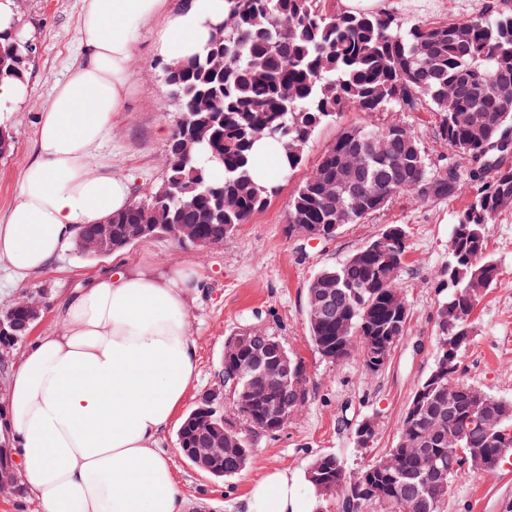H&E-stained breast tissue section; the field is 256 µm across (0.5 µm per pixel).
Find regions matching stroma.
<instances>
[{
  "mask_svg": "<svg viewBox=\"0 0 512 512\" xmlns=\"http://www.w3.org/2000/svg\"><path fill=\"white\" fill-rule=\"evenodd\" d=\"M489 4L512 12V0H379L378 8L408 23H448L479 16ZM82 9L83 0H25L16 14L17 25L35 52L23 80L26 97L0 106V125L10 128L15 141L13 152L0 157V217L16 202L20 179L34 158L40 116L55 86L80 59L76 37ZM156 29L152 23L139 31L130 62L129 97L90 162L92 172L127 179L133 188L160 182L169 135L180 117V107L164 81ZM436 121L434 113L421 108L344 113L315 133L303 164L279 178L278 194L222 244L200 249L158 237L142 240L116 258H88L69 241L47 270L25 281H16L10 269L1 266L0 308L23 295L39 299L43 314L31 331L37 337L60 330L59 300L85 287L93 275L119 270L164 275L181 266L192 267L200 286L188 297L187 321L199 358L184 410H191L216 385L226 338L249 323L279 336L303 359L309 400L283 430L259 439L242 473L223 480L203 474L177 456L176 433L168 431L161 445L174 456L187 512H239L242 497L266 471L304 472L324 454L337 455L349 470H356L393 447L415 389L434 365L436 311L448 295L438 281L448 261L455 217L466 200L421 204L400 193L384 209L345 225L326 242L289 235L288 205L299 183L344 127L402 125L414 131L426 154L437 160L448 149L436 135ZM389 224L403 225L408 235V259L400 277L409 310L407 331L380 372L369 371L356 355L329 362L315 351L309 337L307 285L318 271L342 263ZM487 240L488 252L509 285L491 289L480 300L473 316L474 335L460 357L461 378L512 399V210L488 226ZM364 417L376 423L374 442L365 450L357 448L350 428L351 422ZM511 507L512 457L495 470L455 477L443 512H507Z\"/></svg>",
  "mask_w": 512,
  "mask_h": 512,
  "instance_id": "stroma-1",
  "label": "stroma"
}]
</instances>
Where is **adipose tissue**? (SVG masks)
<instances>
[{
    "instance_id": "ef3b65f1",
    "label": "adipose tissue",
    "mask_w": 512,
    "mask_h": 512,
    "mask_svg": "<svg viewBox=\"0 0 512 512\" xmlns=\"http://www.w3.org/2000/svg\"><path fill=\"white\" fill-rule=\"evenodd\" d=\"M82 60L56 85L38 130L35 160L0 219V264L16 280L44 271L77 228L130 203L128 183L89 170V157L127 94L136 33L163 0H83ZM226 0H189L157 32L179 61L204 52L226 20ZM194 269L168 275L100 274L62 300L60 331L37 337L5 393L23 484L37 512H186L160 441L182 407L198 361L186 295ZM305 474L267 472L244 512H315Z\"/></svg>"
}]
</instances>
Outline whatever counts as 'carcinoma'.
<instances>
[{
  "label": "carcinoma",
  "mask_w": 512,
  "mask_h": 512,
  "mask_svg": "<svg viewBox=\"0 0 512 512\" xmlns=\"http://www.w3.org/2000/svg\"><path fill=\"white\" fill-rule=\"evenodd\" d=\"M234 24L217 29L202 55L163 66L181 116L164 157L163 177L139 186L138 198L112 214V238L105 253L133 246L130 225L142 224L146 237L176 236L178 226L194 229L186 243L219 245L262 209L278 186L254 177V145L262 139L280 144L285 174L304 159L307 144L322 125L346 112H389L426 106L438 117V137L448 157L431 163L418 137L398 125L344 129L321 155L294 192L288 230L300 227L333 239L346 224H358L383 209L399 193L419 202L468 197L453 225L445 279L448 297L437 309L438 334L433 371H445L434 386L422 381L401 421L397 442L381 457L347 473L334 454L317 457L311 468L323 482L322 497L333 498L340 512H442L451 481L461 473L491 471L512 454V400L459 380V359L445 358L441 343L470 342L472 315L482 296L503 284L496 260L486 256V227L512 207V155L487 152L506 128H512V100L497 97L492 81L512 85V14L486 7L482 17L438 24L405 25L390 13L349 12L336 0H227ZM468 51H461V46ZM33 47L23 46L12 29H0V82L24 77ZM197 125L211 139L188 155L179 145ZM390 140L389 154L369 145L371 133ZM352 156L357 179L381 184V196L367 198L336 181V172ZM387 228L343 263L321 269L309 282L306 302L321 292L336 299V320L309 323L310 338L324 359L339 363L361 355L377 372V350L404 336L408 321L399 318L403 303L400 276L409 247L390 249ZM0 346L11 348L31 331L29 309L20 300L0 309ZM250 344L227 338L224 353L241 371L256 356L270 364L288 360L305 375L304 361L276 336L260 329ZM229 408L245 426L276 413L283 428L295 415L289 400L306 405V383L283 377L257 378L248 397L228 396ZM224 410L198 403L176 434L177 448L191 460L201 435L222 426ZM357 447L368 448L375 422L361 421ZM250 449L226 453L202 471L215 478L238 475ZM438 458L444 480L424 466L423 453Z\"/></svg>",
  "instance_id": "obj_1"
}]
</instances>
